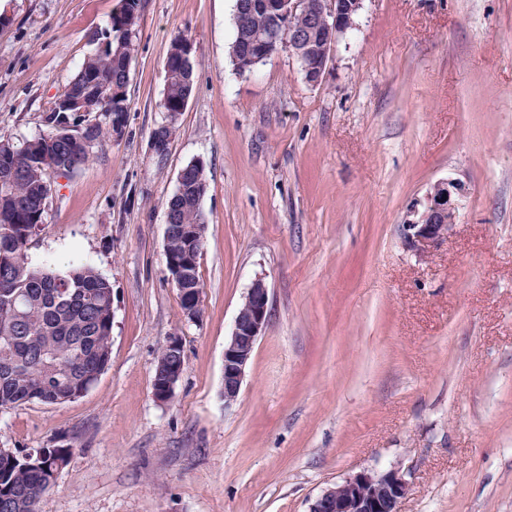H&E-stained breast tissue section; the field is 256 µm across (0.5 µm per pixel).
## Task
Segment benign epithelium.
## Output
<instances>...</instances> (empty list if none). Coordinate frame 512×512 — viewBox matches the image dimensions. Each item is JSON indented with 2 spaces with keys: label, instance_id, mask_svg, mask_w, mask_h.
Listing matches in <instances>:
<instances>
[{
  "label": "benign epithelium",
  "instance_id": "obj_1",
  "mask_svg": "<svg viewBox=\"0 0 512 512\" xmlns=\"http://www.w3.org/2000/svg\"><path fill=\"white\" fill-rule=\"evenodd\" d=\"M363 0H318L311 13L312 23L327 31L325 44L314 58L307 54L305 33L290 27L288 41L279 40L277 28L258 37L251 45L247 61L253 68L266 58L288 51L300 65L305 80L310 84L321 82L325 76L335 43L355 26V18ZM462 185L454 180L439 181L433 185L424 202L412 206L409 218L402 225L405 245L418 257H427L453 232L459 209ZM269 290L265 282L254 280L234 320L232 333L224 343V405L239 396L246 367L257 341L268 324ZM182 370L169 369L166 389L154 395L162 403L169 401L181 377ZM409 484L399 468L363 471L350 475L326 489L311 504L309 512H400Z\"/></svg>",
  "mask_w": 512,
  "mask_h": 512
}]
</instances>
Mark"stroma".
Instances as JSON below:
<instances>
[{"label":"stroma","instance_id":"stroma-1","mask_svg":"<svg viewBox=\"0 0 512 512\" xmlns=\"http://www.w3.org/2000/svg\"><path fill=\"white\" fill-rule=\"evenodd\" d=\"M119 0H0V135L46 133ZM235 0H142L121 139L49 173L33 263L112 283L109 363L82 396L0 411V448L72 456L40 512H309L345 477L400 468L401 512H512V0H364L320 84L280 52L239 75ZM183 112L161 107L176 36ZM172 125L165 156L152 134ZM204 161L197 319L166 267L168 200ZM461 183L431 256L401 236ZM270 294L237 400L224 343L255 279ZM178 339L169 402L152 381ZM462 185L454 180L433 185L423 203L412 206L402 224L405 245L418 257H427L453 232ZM166 346H171V348L178 351L176 353H177V355L180 356L181 366H180V369H178L177 366H174L169 369L168 382H167V378H166V376H164L163 373L167 371V367L169 365H172V362L174 359L172 357V354L169 352L168 347L163 346L160 348L158 356H157V364L155 365L156 373L154 372L153 383H152V393H153L154 398L158 402H162V403L168 402L172 398L174 389L181 377V374L183 371V365H184L183 350H182L180 343L176 339H171L167 342ZM158 369H159V373H158ZM154 382H155V384H154ZM165 382H167L166 389L160 393L155 394L154 386L157 389V387L162 386Z\"/></svg>","mask_w":512,"mask_h":512}]
</instances>
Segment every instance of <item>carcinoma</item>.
<instances>
[{"label":"carcinoma","instance_id":"carcinoma-1","mask_svg":"<svg viewBox=\"0 0 512 512\" xmlns=\"http://www.w3.org/2000/svg\"><path fill=\"white\" fill-rule=\"evenodd\" d=\"M123 11L94 39V49L69 83L62 99L78 103L76 112L60 105L43 116L49 132L14 141L0 136V411L30 403L59 405L84 394L110 359L112 347V283L93 266L72 261L64 268L35 266L28 257L34 230L46 223L50 169L86 164L91 144L112 136V118L129 110L127 79L141 0H122ZM246 22L234 25L229 57L248 48L274 13L287 17L279 38L288 40V26H309L310 12L288 18V0H247ZM166 89L161 106L179 111L193 89L192 48L165 58ZM205 165H186L183 182L167 204L172 216L166 252L183 263L182 287L203 284L196 270L193 237L204 223L201 200L206 193ZM173 362L169 348L157 356L155 386L167 382ZM39 466L0 451V512H39L42 496L54 485L52 472L67 465L66 449L44 448Z\"/></svg>","mask_w":512,"mask_h":512}]
</instances>
